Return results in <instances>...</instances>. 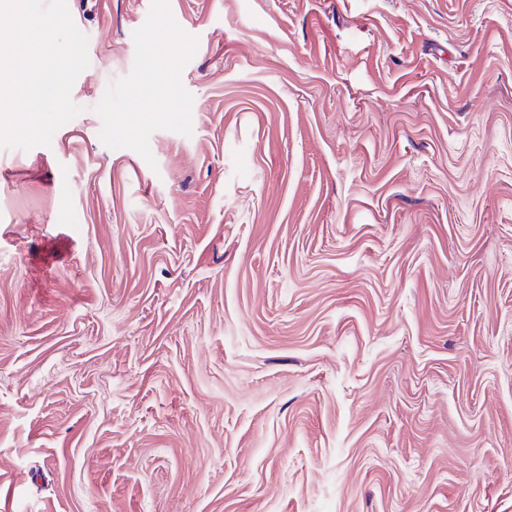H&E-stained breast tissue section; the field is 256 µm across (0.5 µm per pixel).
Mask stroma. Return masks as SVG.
I'll list each match as a JSON object with an SVG mask.
<instances>
[{
    "instance_id": "stroma-1",
    "label": "stroma",
    "mask_w": 512,
    "mask_h": 512,
    "mask_svg": "<svg viewBox=\"0 0 512 512\" xmlns=\"http://www.w3.org/2000/svg\"><path fill=\"white\" fill-rule=\"evenodd\" d=\"M67 6L81 112L0 146V512H512V0Z\"/></svg>"
}]
</instances>
